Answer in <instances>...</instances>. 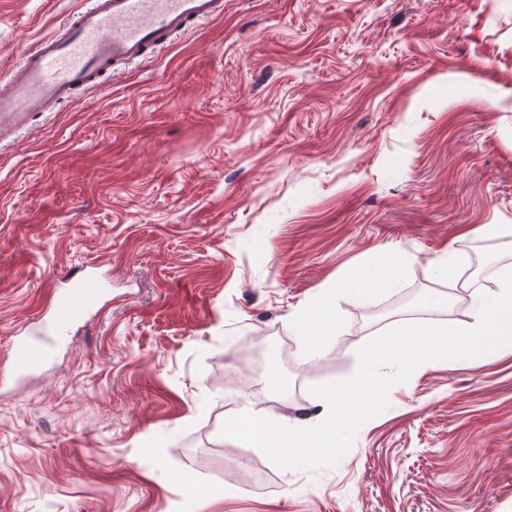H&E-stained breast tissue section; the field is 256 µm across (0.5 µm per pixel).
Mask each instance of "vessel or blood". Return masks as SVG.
Listing matches in <instances>:
<instances>
[{
  "instance_id": "b4317fda",
  "label": "vessel or blood",
  "mask_w": 512,
  "mask_h": 512,
  "mask_svg": "<svg viewBox=\"0 0 512 512\" xmlns=\"http://www.w3.org/2000/svg\"><path fill=\"white\" fill-rule=\"evenodd\" d=\"M221 14V0H90L24 53L0 88V116L50 111L100 79L124 74L189 23ZM105 286L88 267L69 276L53 296L49 331L69 333L97 306ZM9 351V374L16 377L41 369L47 357L42 340L23 335L14 336Z\"/></svg>"
}]
</instances>
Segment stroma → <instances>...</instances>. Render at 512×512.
Wrapping results in <instances>:
<instances>
[{"label":"stroma","mask_w":512,"mask_h":512,"mask_svg":"<svg viewBox=\"0 0 512 512\" xmlns=\"http://www.w3.org/2000/svg\"><path fill=\"white\" fill-rule=\"evenodd\" d=\"M81 0H0V79ZM395 287L301 307L386 251ZM459 258L448 278L436 261ZM512 264V0H224L153 58L0 124V367L66 273L112 277L0 386V512H512V349L434 361L332 468L222 433Z\"/></svg>","instance_id":"35a3bbf8"}]
</instances>
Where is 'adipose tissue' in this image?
Returning <instances> with one entry per match:
<instances>
[{
    "label": "adipose tissue",
    "instance_id": "1",
    "mask_svg": "<svg viewBox=\"0 0 512 512\" xmlns=\"http://www.w3.org/2000/svg\"><path fill=\"white\" fill-rule=\"evenodd\" d=\"M407 256L377 258L362 270L353 273L343 281L327 288L314 300L305 304L298 313V326L301 335L330 336L336 332V302L339 297L372 291L376 286L391 285V270L406 265Z\"/></svg>",
    "mask_w": 512,
    "mask_h": 512
}]
</instances>
